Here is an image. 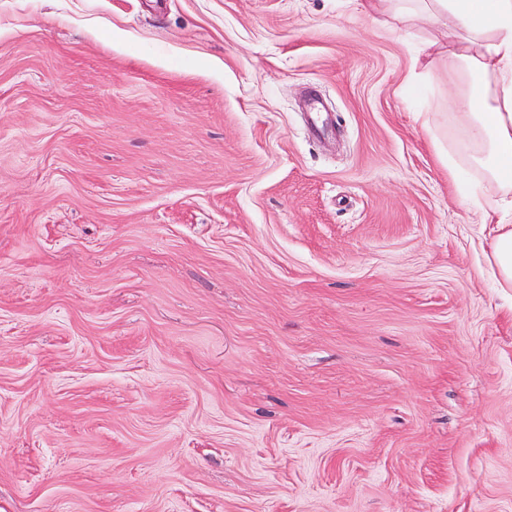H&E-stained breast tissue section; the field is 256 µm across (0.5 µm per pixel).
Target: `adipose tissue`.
I'll return each instance as SVG.
<instances>
[{
	"label": "adipose tissue",
	"mask_w": 512,
	"mask_h": 512,
	"mask_svg": "<svg viewBox=\"0 0 512 512\" xmlns=\"http://www.w3.org/2000/svg\"><path fill=\"white\" fill-rule=\"evenodd\" d=\"M374 17L392 7L401 18L428 20L456 36L448 65L476 73L479 91L462 92L463 122L443 161L455 193L491 225L487 260L512 288V0H349Z\"/></svg>",
	"instance_id": "ef3b65f1"
}]
</instances>
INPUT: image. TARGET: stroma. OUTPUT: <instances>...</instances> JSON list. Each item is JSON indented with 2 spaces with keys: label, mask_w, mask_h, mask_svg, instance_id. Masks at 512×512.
I'll return each mask as SVG.
<instances>
[{
  "label": "stroma",
  "mask_w": 512,
  "mask_h": 512,
  "mask_svg": "<svg viewBox=\"0 0 512 512\" xmlns=\"http://www.w3.org/2000/svg\"><path fill=\"white\" fill-rule=\"evenodd\" d=\"M442 39L0 0V512H512V288L438 157Z\"/></svg>",
  "instance_id": "35a3bbf8"
}]
</instances>
